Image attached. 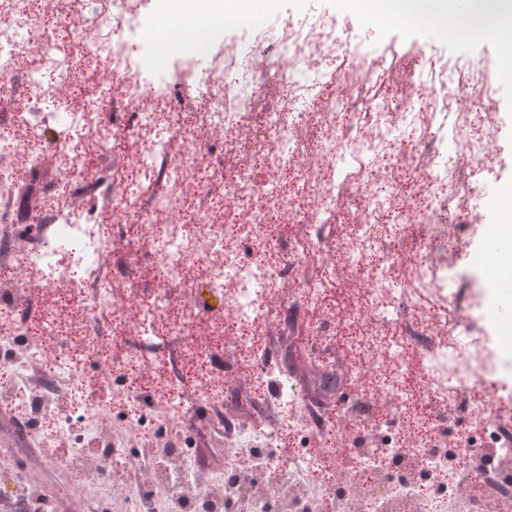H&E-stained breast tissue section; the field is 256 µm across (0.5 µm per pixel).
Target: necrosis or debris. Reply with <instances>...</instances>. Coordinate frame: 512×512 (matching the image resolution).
Masks as SVG:
<instances>
[{"instance_id":"obj_1","label":"necrosis or debris","mask_w":512,"mask_h":512,"mask_svg":"<svg viewBox=\"0 0 512 512\" xmlns=\"http://www.w3.org/2000/svg\"><path fill=\"white\" fill-rule=\"evenodd\" d=\"M146 17V0H0V311L34 309L39 324L0 330V407L22 401L40 467L65 472L84 504L110 489L120 512H512V427L496 415L512 406V355L486 271L448 259L474 243L512 167L494 145L490 63L402 62L309 10L245 30L250 52L220 37L155 75L129 49ZM402 68L418 81L393 80ZM81 84L94 97L69 99ZM34 158L51 180L23 178ZM326 224L347 225L344 262L362 282L340 311L335 263L306 265L332 247ZM303 318L317 353L340 331L360 337L342 422L299 407L265 344ZM228 341L266 429L224 417ZM168 343L192 378L170 371ZM87 364L121 379L111 403L79 396ZM421 403L458 426L452 475L434 467L442 434L407 429ZM199 411L238 442L203 488L188 452ZM288 435L315 445L277 457L272 439ZM61 436L63 457L49 451ZM55 509L0 473V512Z\"/></svg>"}]
</instances>
